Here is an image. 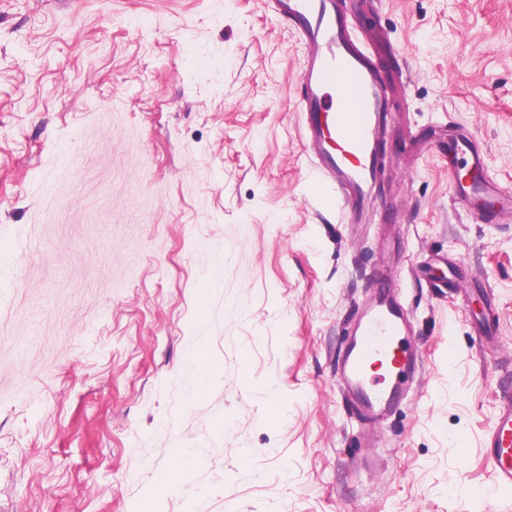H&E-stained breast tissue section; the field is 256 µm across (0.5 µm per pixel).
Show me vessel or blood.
<instances>
[{
	"label": "vessel or blood",
	"mask_w": 512,
	"mask_h": 512,
	"mask_svg": "<svg viewBox=\"0 0 512 512\" xmlns=\"http://www.w3.org/2000/svg\"><path fill=\"white\" fill-rule=\"evenodd\" d=\"M273 5L306 50L296 109L317 169L318 206L344 210L350 221H362L383 174L380 146L389 133L390 93L404 86L405 76L382 70L378 55L384 40L361 41L352 35L342 0H273ZM453 140V154L463 155L468 169L478 174L474 180L456 177L455 204L486 224L512 214V195L480 176L483 153L477 140L461 130L454 131ZM419 362L409 343L404 307L393 297L377 298L339 364L361 419L393 410ZM485 454L495 486L512 489V393L501 396Z\"/></svg>",
	"instance_id": "b4317fda"
}]
</instances>
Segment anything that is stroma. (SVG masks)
I'll return each mask as SVG.
<instances>
[{
    "mask_svg": "<svg viewBox=\"0 0 512 512\" xmlns=\"http://www.w3.org/2000/svg\"><path fill=\"white\" fill-rule=\"evenodd\" d=\"M345 2L407 72L360 227L312 196L270 0H0V512H139L180 448L159 512H512V220L455 207L443 154L467 128L512 190V0ZM382 290L421 365L370 431L338 359ZM484 447L495 486L512 489V393L502 394L493 428Z\"/></svg>",
    "mask_w": 512,
    "mask_h": 512,
    "instance_id": "1",
    "label": "stroma"
}]
</instances>
